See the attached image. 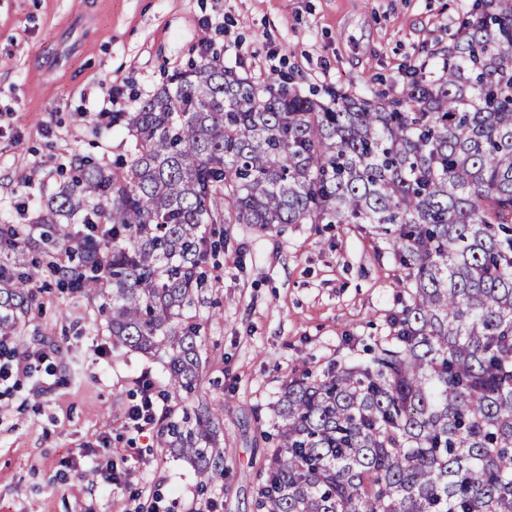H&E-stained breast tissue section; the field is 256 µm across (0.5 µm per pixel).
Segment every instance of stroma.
Instances as JSON below:
<instances>
[{"mask_svg":"<svg viewBox=\"0 0 512 512\" xmlns=\"http://www.w3.org/2000/svg\"><path fill=\"white\" fill-rule=\"evenodd\" d=\"M473 0H0V219L28 225L74 155L109 165L129 150L105 108L140 103L208 43L226 70L292 72L303 93L404 96L439 75ZM124 96L109 104L106 87ZM193 310L206 361L197 400L224 407V476L194 469L157 430L132 436L137 380L167 388L161 361L113 343L101 301L41 273L11 333L33 369L0 398V512H256L263 437L285 382L367 359L394 334L405 270L390 240L357 224H221ZM136 443L120 488L95 470Z\"/></svg>","mask_w":512,"mask_h":512,"instance_id":"35a3bbf8","label":"stroma"}]
</instances>
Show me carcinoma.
Segmentation results:
<instances>
[{
	"instance_id": "1",
	"label": "carcinoma",
	"mask_w": 512,
	"mask_h": 512,
	"mask_svg": "<svg viewBox=\"0 0 512 512\" xmlns=\"http://www.w3.org/2000/svg\"><path fill=\"white\" fill-rule=\"evenodd\" d=\"M322 102L203 56L138 111L126 159H75L37 224L42 262H0V331L46 267L103 297L115 343L161 360L168 447L200 491L224 475L223 408L193 320L214 224H370L407 270L396 335L355 366L288 379L257 512H512V0H475L440 74L402 99ZM88 233L58 267L54 248Z\"/></svg>"
}]
</instances>
